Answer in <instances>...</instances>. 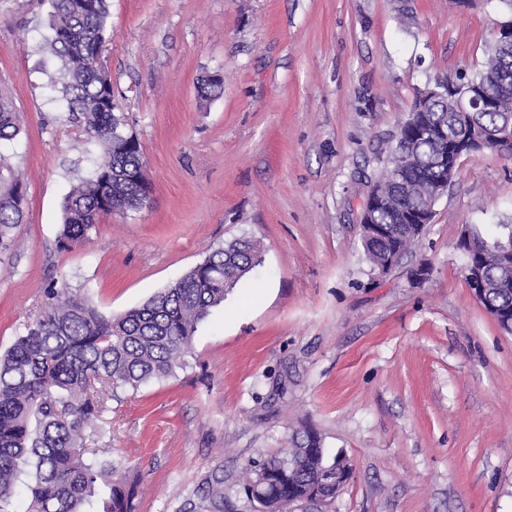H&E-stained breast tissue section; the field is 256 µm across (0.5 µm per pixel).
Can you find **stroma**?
I'll list each match as a JSON object with an SVG mask.
<instances>
[{"mask_svg": "<svg viewBox=\"0 0 512 512\" xmlns=\"http://www.w3.org/2000/svg\"><path fill=\"white\" fill-rule=\"evenodd\" d=\"M103 60L151 189L60 249L61 204L100 159L51 90L49 0H0V82L23 131L0 143L25 222L0 252V353L50 278L104 314L138 307L239 237L262 263L199 326L175 376L108 400L90 445L136 481L135 512H189L224 467L312 426L353 476L324 512H512V334L464 275L465 227L512 222V156L464 157L423 236L376 278L358 196L417 90L478 71L502 0H108ZM220 92L199 98L207 75Z\"/></svg>", "mask_w": 512, "mask_h": 512, "instance_id": "1", "label": "stroma"}]
</instances>
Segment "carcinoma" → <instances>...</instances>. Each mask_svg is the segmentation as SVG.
<instances>
[{"instance_id": "cac0c4a2", "label": "carcinoma", "mask_w": 512, "mask_h": 512, "mask_svg": "<svg viewBox=\"0 0 512 512\" xmlns=\"http://www.w3.org/2000/svg\"><path fill=\"white\" fill-rule=\"evenodd\" d=\"M50 2L47 45L60 61L54 91L66 102V120L83 126L103 153L62 202L58 243L70 250L88 240L102 216L140 209L149 180L141 143L112 107V78L97 59L106 39L107 0H90L82 10L75 0ZM485 56L483 68L460 83L481 86L494 101L490 110L473 114L476 137L512 115V54L503 58L500 45L491 41ZM418 94L429 125L452 123L456 104L451 96L430 95L426 88ZM21 131L14 101L1 86L0 141H11ZM399 135L410 159L403 185L397 189L386 182L381 190L417 211L429 202L436 143L414 136L407 121ZM24 200L10 159L0 154V251L12 246L24 221ZM509 241L512 228L492 240L474 232L473 244L462 247L465 265L481 264L487 247ZM262 250L252 238L220 246L142 306L119 316H107L89 297L72 293L66 280H51L36 320L0 355V512H9L22 476L28 489L24 512H132L134 486L107 463L109 449L86 446V430L118 391L165 380L185 366L198 325L261 264ZM486 279L488 301L512 314V288L501 287L495 269L487 270ZM321 446L320 434L304 426L291 433L288 448L249 462L243 488L254 492L252 506L288 512V467L314 481L317 469L328 464L311 453ZM197 497L199 512H224L222 466L203 478Z\"/></svg>"}]
</instances>
